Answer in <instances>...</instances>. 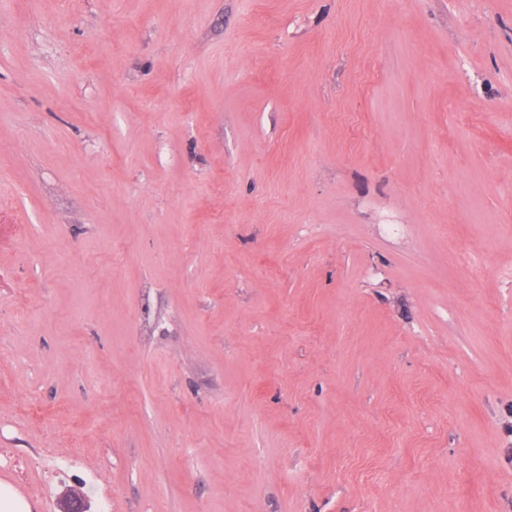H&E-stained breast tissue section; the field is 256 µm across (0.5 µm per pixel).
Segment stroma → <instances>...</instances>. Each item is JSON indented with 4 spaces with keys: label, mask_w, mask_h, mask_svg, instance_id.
<instances>
[{
    "label": "stroma",
    "mask_w": 512,
    "mask_h": 512,
    "mask_svg": "<svg viewBox=\"0 0 512 512\" xmlns=\"http://www.w3.org/2000/svg\"><path fill=\"white\" fill-rule=\"evenodd\" d=\"M1 484L512 512V0H0Z\"/></svg>",
    "instance_id": "stroma-1"
}]
</instances>
